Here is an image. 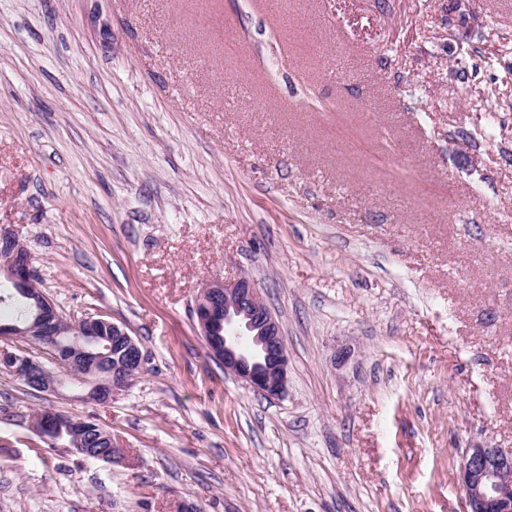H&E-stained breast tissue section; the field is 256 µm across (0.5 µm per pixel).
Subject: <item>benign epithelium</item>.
Segmentation results:
<instances>
[{"label": "benign epithelium", "instance_id": "benign-epithelium-1", "mask_svg": "<svg viewBox=\"0 0 512 512\" xmlns=\"http://www.w3.org/2000/svg\"><path fill=\"white\" fill-rule=\"evenodd\" d=\"M18 236L9 227H0V274L16 283L27 284L37 277L30 254L16 247ZM34 318L20 326L0 324V337L18 336L29 331L46 342H53L63 326L74 319L60 312L46 294L34 299ZM198 331L209 354L224 365L246 387L267 398L282 396L288 384V356L282 327L264 302L257 288L245 276L233 281L212 280L204 284L193 307ZM90 344L52 352L54 363L68 369L94 367L109 348L110 336H121L133 367L114 370L102 380L93 379L81 399L107 402L112 393L125 386L145 364V355L127 328L102 316L76 320ZM0 363L27 388L58 392L62 389L54 371L38 359L0 350ZM43 437L67 434L69 443L79 446L89 423L61 412L49 411L34 425ZM467 512H512V448L473 447L466 450L458 474Z\"/></svg>", "mask_w": 512, "mask_h": 512}]
</instances>
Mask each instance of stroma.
Instances as JSON below:
<instances>
[{"label": "stroma", "mask_w": 512, "mask_h": 512, "mask_svg": "<svg viewBox=\"0 0 512 512\" xmlns=\"http://www.w3.org/2000/svg\"><path fill=\"white\" fill-rule=\"evenodd\" d=\"M450 2L0 0V226L146 355L104 404L0 368V512H466V449L512 448V0ZM242 275L278 400L192 318ZM48 412V414L39 418L38 424L33 423V427L41 436L47 438V436L55 437L66 433L70 447L82 444V438L90 426L86 421L87 419L73 418L52 410Z\"/></svg>", "instance_id": "35a3bbf8"}]
</instances>
